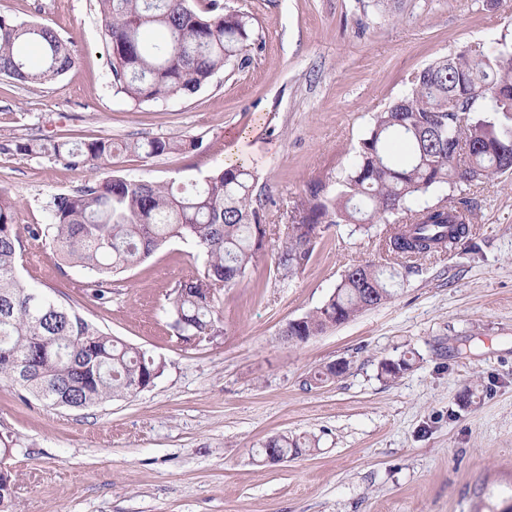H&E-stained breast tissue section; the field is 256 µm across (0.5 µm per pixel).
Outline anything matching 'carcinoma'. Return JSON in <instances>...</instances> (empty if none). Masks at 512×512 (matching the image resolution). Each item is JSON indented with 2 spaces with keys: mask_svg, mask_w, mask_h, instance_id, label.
Returning a JSON list of instances; mask_svg holds the SVG:
<instances>
[{
  "mask_svg": "<svg viewBox=\"0 0 512 512\" xmlns=\"http://www.w3.org/2000/svg\"><path fill=\"white\" fill-rule=\"evenodd\" d=\"M116 93L136 103L164 104L198 92L216 73L244 57L249 19L209 0L199 13L191 0H97ZM37 53L38 64L29 63ZM74 64L72 42L47 24L0 16V76L35 86L63 76ZM454 105L448 106V98ZM195 139L132 140L108 137L73 144L45 138L9 140L3 151L45 155L73 170L96 172L68 194L49 201L50 223L29 228L58 260L95 275L86 294L104 301L110 277L143 263L173 239L192 241L202 270L170 293L173 326L188 341L213 336L221 319L219 294L240 282L266 249L256 175L243 162L227 163L191 186L130 180L112 174L115 152L147 157L195 149ZM512 170V50L489 42L438 59L412 74L405 92L373 119L352 168L333 196L316 182L293 202L278 233L272 264L286 280L310 262L325 224H349L379 236L392 257L433 256L472 236L475 209L462 194L495 173ZM431 193L437 202L421 204ZM17 202L0 191V379L50 406L84 409L137 393L136 383L163 364L114 339L70 305L29 287L19 276L21 240ZM404 213L408 222L389 217ZM390 296L381 266L357 264L312 313L282 331L288 342L318 336ZM297 457L307 442L284 434L267 450ZM0 439V512H17L8 460Z\"/></svg>",
  "mask_w": 512,
  "mask_h": 512,
  "instance_id": "carcinoma-1",
  "label": "carcinoma"
}]
</instances>
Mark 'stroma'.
<instances>
[{
    "label": "stroma",
    "instance_id": "stroma-1",
    "mask_svg": "<svg viewBox=\"0 0 512 512\" xmlns=\"http://www.w3.org/2000/svg\"><path fill=\"white\" fill-rule=\"evenodd\" d=\"M222 3L250 20L246 64L196 94L138 105L115 92L96 0H0V15L52 26L76 56L43 85L0 77V142L192 137L197 149L114 163L129 179L188 184L223 167L230 136L247 132L274 232L313 182L336 193L375 112L411 73L481 42L512 46V0H402L395 18L373 0ZM88 177L0 152V190L17 200L23 228L19 275L164 369L132 397L81 410L0 380L18 512H512V175L468 189L472 240L447 253L385 261L374 233L342 224L289 280L259 256L220 293L219 335L191 342L173 329L167 295L201 269L193 243L171 241L114 276L101 304L85 293L90 273L25 233L49 223L51 195ZM365 262L383 264L386 302L306 343L283 338ZM340 359L342 375L315 380ZM400 359L410 369L386 377L382 363ZM279 434L316 448L259 461Z\"/></svg>",
    "mask_w": 512,
    "mask_h": 512
}]
</instances>
